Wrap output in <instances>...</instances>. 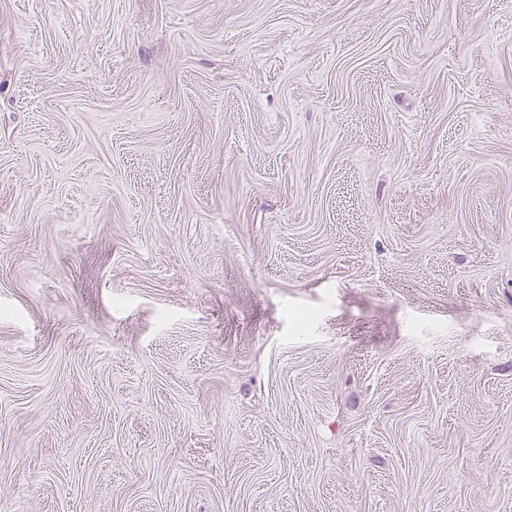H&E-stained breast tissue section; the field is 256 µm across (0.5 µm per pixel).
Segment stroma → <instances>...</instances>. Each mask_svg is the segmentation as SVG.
<instances>
[{
  "instance_id": "obj_1",
  "label": "stroma",
  "mask_w": 512,
  "mask_h": 512,
  "mask_svg": "<svg viewBox=\"0 0 512 512\" xmlns=\"http://www.w3.org/2000/svg\"><path fill=\"white\" fill-rule=\"evenodd\" d=\"M0 512H512V0H0Z\"/></svg>"
}]
</instances>
